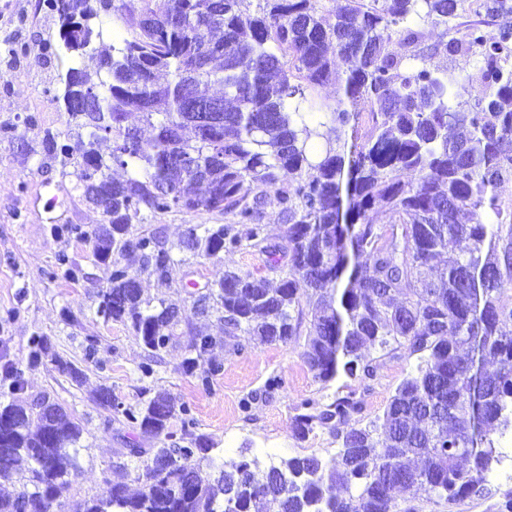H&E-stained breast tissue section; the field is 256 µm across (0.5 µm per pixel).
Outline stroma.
I'll return each mask as SVG.
<instances>
[{
	"mask_svg": "<svg viewBox=\"0 0 512 512\" xmlns=\"http://www.w3.org/2000/svg\"><path fill=\"white\" fill-rule=\"evenodd\" d=\"M37 0H0V343L11 358L25 367L27 392L48 394L81 420L84 433L79 450L81 469L64 497L65 512H80L83 502L106 488L107 481L124 483L136 493L143 482L136 470L113 471L129 445L158 447V440L128 430L115 413L96 400L100 387L111 388L116 402L138 405L166 392L190 406L193 429L207 435L215 462L243 455L259 458L263 448L278 449L280 457L336 458L339 443L326 428L296 438V404L304 398L330 403L358 390L357 381L339 375L323 383L315 378L300 353L285 344H249L237 352L241 339L224 333L217 315H194L189 294L214 281L220 270L254 271L262 256L243 250L222 258H203L182 252L168 283L145 276L144 298L169 299L182 306L183 323L162 353L151 376L139 366L145 358L141 340L122 324L96 313V293L105 287V270L93 254L91 242L67 233L70 225L93 230L104 223L102 209L88 204L73 165H62L45 151L46 134L69 140L87 139V129L71 121L51 92L67 67L66 59L51 54L59 35L57 18L37 9ZM218 214L168 212L148 215L146 230L157 232L167 244L180 239L193 224H220ZM67 255L82 270L79 281L63 277L59 255ZM221 338L213 357L221 363L210 388L182 374L179 365L190 344L191 329ZM43 337L46 359L35 368L25 366L30 337ZM416 358L384 359L371 390L363 395L362 419L382 414L389 396L415 367ZM82 371L72 379L70 368ZM280 386L270 387L271 378ZM512 475L493 472L482 493L455 503L434 505L421 493L403 491L399 500L419 512H498Z\"/></svg>",
	"mask_w": 512,
	"mask_h": 512,
	"instance_id": "stroma-1",
	"label": "stroma"
}]
</instances>
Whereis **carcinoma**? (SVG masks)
Wrapping results in <instances>:
<instances>
[{
  "label": "carcinoma",
  "mask_w": 512,
  "mask_h": 512,
  "mask_svg": "<svg viewBox=\"0 0 512 512\" xmlns=\"http://www.w3.org/2000/svg\"><path fill=\"white\" fill-rule=\"evenodd\" d=\"M251 2L38 0L58 16L55 55L71 61L64 93L84 81L97 98L92 111L69 113L88 141L45 139L50 156L81 158L83 195L110 216L77 232L105 268L96 312L141 338L149 376L180 319L177 305L143 300L141 275L169 279L176 250L219 259L250 249L277 282L226 268L208 293L190 294L195 313L221 315L225 335L290 343L318 380L341 373L365 392L384 358L404 353L418 364L365 424L354 392L330 404L300 400L295 435L326 427L340 449L328 462L280 461L279 482L255 460L213 466L209 439L190 430V407L169 394L124 406L102 387L99 405L161 447L130 448L119 464L148 455L138 493L109 480L82 512H224L226 502L233 512H270L271 503L277 512H416L400 506L399 490L433 503L476 495L499 439L512 433V212L503 207L512 195V27L489 40L473 21L446 43L452 58H478L473 84L462 70L431 66L438 45L422 33L448 25L458 0H345L332 24L322 0H260L255 12ZM481 8L493 18L512 13V0ZM103 16L115 39L99 55L104 29L94 21ZM162 72L172 80L159 82ZM336 80L335 105L312 97ZM190 101L222 102L223 123H191ZM112 168L126 178H112ZM406 171L414 180H403ZM271 192L285 224L280 244L261 224ZM480 210L494 221L462 222ZM172 211L218 213L225 223L192 225L171 246L155 232L130 234L145 214ZM451 240L464 243L460 252L448 253ZM347 241L356 268L340 314L327 293ZM128 252L135 270L120 260ZM217 344L196 337L180 370L209 386L221 366L201 365ZM5 378L0 480L18 489L0 497V512L60 510L84 428L47 395L20 398L22 371L11 361ZM176 417L177 441L168 431Z\"/></svg>",
  "instance_id": "1"
}]
</instances>
